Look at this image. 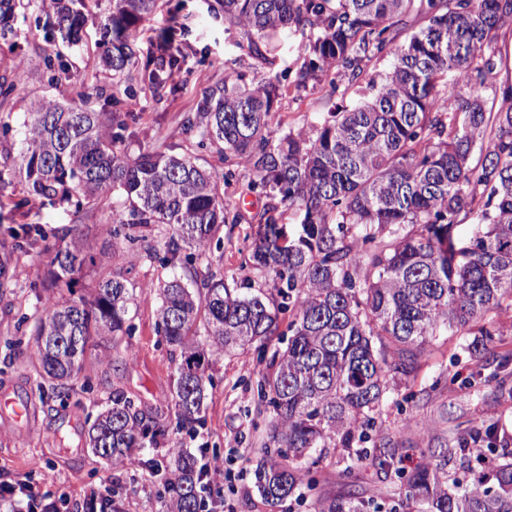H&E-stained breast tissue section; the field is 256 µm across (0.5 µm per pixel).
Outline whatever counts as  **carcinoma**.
Returning a JSON list of instances; mask_svg holds the SVG:
<instances>
[{
    "label": "carcinoma",
    "instance_id": "obj_1",
    "mask_svg": "<svg viewBox=\"0 0 512 512\" xmlns=\"http://www.w3.org/2000/svg\"><path fill=\"white\" fill-rule=\"evenodd\" d=\"M35 0H0V36ZM225 30L235 32L256 70L274 64L272 41L300 36L292 87L297 95L324 83L347 105L305 129L272 131L288 94V72L226 80L203 91L182 118L196 145L224 149L218 173L191 151L160 143L134 156L121 101L102 112L89 92L63 103L44 97L21 125L14 168L29 198L67 206L58 228L46 290L72 291L84 274L96 213L110 208L108 234L139 246L140 257L173 269L153 286L157 333L179 354L173 383L176 429L201 423L212 361L230 351H258V396L270 409L255 487L271 507L301 488L312 492L309 463L330 449L351 475L368 460L400 482L402 512H512V447L495 427L469 438L492 457L490 473L460 479L472 449L441 445L407 472L398 449L377 427L390 386L418 368L426 345L442 333L479 362L499 329L482 324L512 298V82L492 81L498 41L512 26V0H219ZM55 28L77 43L88 22L103 30V67L115 84L136 82L157 93L179 68L181 47L169 36L160 54L134 58L141 23L159 0H110L104 16L86 0H51ZM385 58L386 72L370 69ZM18 66L0 77V98L24 83ZM453 84H448V76ZM241 172L264 199L261 210L230 207L224 186ZM295 216L288 228L283 212ZM259 225L249 266L273 282L243 293L200 269L222 224ZM472 226L469 239L458 227ZM361 226L363 235L349 229ZM165 233L164 256L152 237ZM0 288L15 287L12 263L46 238L38 224L9 231ZM136 286L123 273L96 280L89 295L46 300L36 318L39 388L69 397L96 336L132 335L128 309ZM288 338L264 361L271 342ZM167 426L112 389L105 408L85 423L89 448L113 466L138 464L134 448L154 445ZM196 459L174 448L171 463L152 464L168 493L165 512H203ZM313 512H369L379 505L354 487L313 496Z\"/></svg>",
    "mask_w": 512,
    "mask_h": 512
}]
</instances>
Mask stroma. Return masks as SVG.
<instances>
[{"instance_id":"stroma-1","label":"stroma","mask_w":512,"mask_h":512,"mask_svg":"<svg viewBox=\"0 0 512 512\" xmlns=\"http://www.w3.org/2000/svg\"><path fill=\"white\" fill-rule=\"evenodd\" d=\"M217 0H162L161 8L140 27L134 46L136 55L156 50L165 30L180 24L187 56L170 86L152 98L139 84L113 90L112 77L101 64V32L87 25L77 44L54 37V21L46 13H17L12 35L0 40V75L23 65L29 75L11 99L0 101V127L9 126L8 137L0 136V237L11 228L39 223L48 228L68 224L65 209L30 200L24 212L11 206L24 188L11 177L13 159L19 150L18 131L25 112L35 100L46 96L75 98L86 87H98L103 97L119 92L126 104L134 105L131 151L148 150L164 136L176 150L191 147L192 132L181 124L185 113L195 111L204 87L223 83L225 77L247 71L249 60L224 30L215 12ZM62 61L67 69L60 85H52L43 65L45 55ZM340 100L330 86L296 98H286L275 121L298 129L313 122L318 112ZM258 230L254 224H227L217 233L208 253V268L226 281L250 283L252 288H271L270 279L260 277L247 264ZM96 257V272L120 271L141 288L130 307L134 333L114 339L95 338L86 349L75 391L66 399L51 396L38 387L35 343L27 321L43 300L37 281L43 279L50 256L42 248L14 255L23 267L26 287L16 289L10 300L0 302V392L27 398L35 413L30 425L0 414V481L18 482L31 493L51 501L66 499L70 512L83 504L91 489L106 485L115 489L118 512H162L165 491L158 477L146 467L147 459L165 461L172 447L217 463L242 456V472L234 483L217 479L203 498L205 512H309L308 503L290 500L273 509L260 499L253 470L262 455L266 416L260 411L255 373V355H224L210 368L203 422L194 432L169 428L152 448L138 449L139 465L115 468L93 454L81 432L119 387L145 409H156L162 423L173 417L172 382L176 363L156 330L158 302L149 285L167 278L169 269L147 265L126 242L99 232L90 243ZM489 321L502 326L490 354L483 362L471 361L460 352L461 337L436 336L428 343L419 367L394 390L383 405V433L400 448L402 467L411 469L424 462L428 448L437 441L466 436L479 425H497L498 435L512 442V318L489 313ZM497 373L489 383L473 381L475 373ZM416 399L406 408L397 402L407 393ZM355 481L366 496L380 504V512H392L398 501L399 483L370 463L354 467Z\"/></svg>"}]
</instances>
